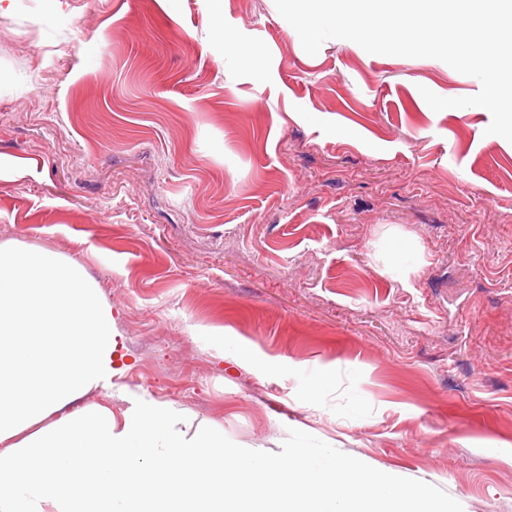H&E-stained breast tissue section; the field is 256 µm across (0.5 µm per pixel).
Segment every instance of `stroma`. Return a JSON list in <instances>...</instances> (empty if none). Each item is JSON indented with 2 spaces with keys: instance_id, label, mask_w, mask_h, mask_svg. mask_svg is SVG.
<instances>
[{
  "instance_id": "obj_1",
  "label": "stroma",
  "mask_w": 512,
  "mask_h": 512,
  "mask_svg": "<svg viewBox=\"0 0 512 512\" xmlns=\"http://www.w3.org/2000/svg\"><path fill=\"white\" fill-rule=\"evenodd\" d=\"M51 6L0 13V244L81 263L111 304L129 368L83 404L163 402L272 466L297 425L437 512H512V143L420 93L479 80L310 56L271 0H224L244 67L206 0Z\"/></svg>"
}]
</instances>
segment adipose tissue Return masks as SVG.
<instances>
[{"instance_id":"adipose-tissue-1","label":"adipose tissue","mask_w":512,"mask_h":512,"mask_svg":"<svg viewBox=\"0 0 512 512\" xmlns=\"http://www.w3.org/2000/svg\"><path fill=\"white\" fill-rule=\"evenodd\" d=\"M123 371L112 307L85 267L0 245V512H243L268 484L289 512H420L430 498L306 436L271 468L219 432L177 429L165 403H134L120 424L79 406Z\"/></svg>"}]
</instances>
